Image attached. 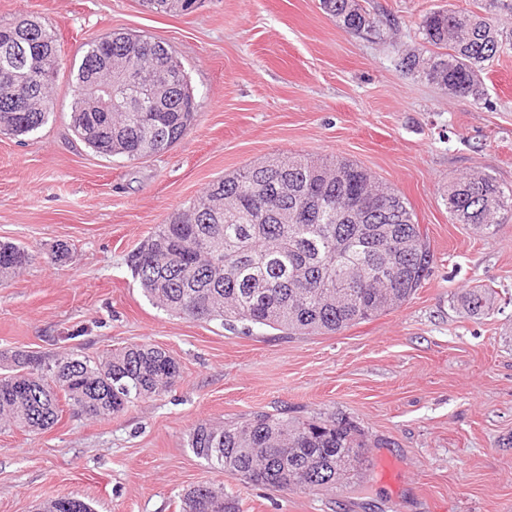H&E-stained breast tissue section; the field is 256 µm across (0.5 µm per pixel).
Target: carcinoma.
<instances>
[{"mask_svg": "<svg viewBox=\"0 0 512 512\" xmlns=\"http://www.w3.org/2000/svg\"><path fill=\"white\" fill-rule=\"evenodd\" d=\"M320 5L353 33L376 27L358 0ZM420 27L437 51L426 58L409 55L404 66L461 98H480L483 66L501 47L492 20L438 9ZM58 55L52 25L33 17L0 25V65L17 71L13 81L0 83V133L27 135L48 122ZM155 61L170 76L159 107L134 112L120 100L110 112L91 111L87 87L119 84L126 73L146 71ZM71 81L70 130L101 157L136 161L155 153L158 142H179L197 120L195 92L179 58L152 38L105 34L88 44ZM305 192L322 200L320 211L279 223L278 209L299 210ZM445 201L454 223L490 234L497 215L512 209V191L487 174L462 175L448 181ZM386 258L392 270L384 273L378 263ZM432 258L426 231L397 190L354 161L295 156L268 158L213 181L161 225L130 264L144 295L167 313L318 335L403 304L425 279ZM29 262L23 247L0 243L1 282ZM462 305L470 314L485 313L484 289L466 293ZM180 378L179 362L152 344L111 349L100 359L65 352L51 363L15 350L0 355V422L27 432L47 430L58 422L62 400L83 417L108 419L170 391ZM188 447L210 468L248 484L313 494L349 484L362 470L369 441L343 417L300 421L256 413L222 425L201 421ZM180 509L240 512L224 486L213 483L187 490Z\"/></svg>", "mask_w": 512, "mask_h": 512, "instance_id": "carcinoma-1", "label": "carcinoma"}]
</instances>
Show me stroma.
I'll use <instances>...</instances> for the list:
<instances>
[{
    "mask_svg": "<svg viewBox=\"0 0 512 512\" xmlns=\"http://www.w3.org/2000/svg\"><path fill=\"white\" fill-rule=\"evenodd\" d=\"M379 21L354 35L320 0H199L188 14L139 0H0V24L37 16L60 37L49 121L0 135V241L25 246L22 273L0 283V353L156 345L182 379L109 419L63 410L45 432L0 429V512L75 495L94 512H180L189 487L223 484L240 512H512V211L493 235L452 223L449 178L491 175L512 189V10L505 38L463 99L418 72L419 23L484 0H359ZM165 42L199 103L165 153L97 156L69 129L70 73L112 31ZM273 156L357 162L404 195L433 261L401 307L343 332L299 335L173 316L135 281L129 259L212 181ZM66 245L69 254L53 253ZM489 289L469 315L461 297ZM343 416L367 449L363 486L300 494L211 469L187 442L200 421L250 415Z\"/></svg>",
    "mask_w": 512,
    "mask_h": 512,
    "instance_id": "1",
    "label": "stroma"
}]
</instances>
